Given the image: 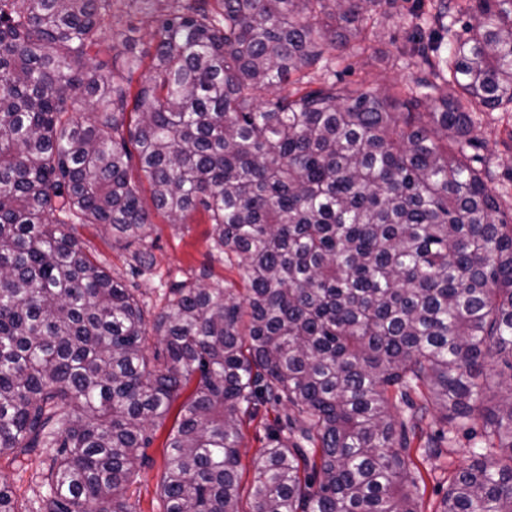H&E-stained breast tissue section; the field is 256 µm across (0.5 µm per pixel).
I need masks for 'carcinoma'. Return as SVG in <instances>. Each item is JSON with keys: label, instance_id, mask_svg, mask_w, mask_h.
Segmentation results:
<instances>
[{"label": "carcinoma", "instance_id": "carcinoma-1", "mask_svg": "<svg viewBox=\"0 0 512 512\" xmlns=\"http://www.w3.org/2000/svg\"><path fill=\"white\" fill-rule=\"evenodd\" d=\"M119 1L154 2L0 0V455H44L41 512H136L193 380L163 512H240L241 424L266 405L288 413L249 512H422L433 411L478 436L436 512H512V396H487L512 385V206L471 156L477 113L512 108V0H167L148 55L131 23L103 45ZM398 15L416 74L338 78ZM146 184L173 224L207 213L241 291L204 268L149 317L68 231L143 243ZM153 264L134 251L132 276ZM0 512L33 510L0 480ZM195 384L196 381L193 380L181 392L164 423L156 429L152 445L145 449L148 463L142 468L138 481L131 485L129 490L131 502L135 503L138 512H162L163 510L157 494V485L163 471L167 437L176 424L181 404L191 395Z\"/></svg>", "mask_w": 512, "mask_h": 512}]
</instances>
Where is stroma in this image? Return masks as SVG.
Listing matches in <instances>:
<instances>
[{
	"instance_id": "obj_1",
	"label": "stroma",
	"mask_w": 512,
	"mask_h": 512,
	"mask_svg": "<svg viewBox=\"0 0 512 512\" xmlns=\"http://www.w3.org/2000/svg\"><path fill=\"white\" fill-rule=\"evenodd\" d=\"M411 34L407 19H395L387 36L380 45L384 62L364 64L360 57L345 53L336 65L337 74L347 82L370 79L373 84L389 87L404 83L413 70L402 64H394L393 58L399 48L406 44ZM475 134L480 141L474 152L475 167L491 175V185L503 197L512 196V112L498 110L478 114ZM211 226L203 211H193L185 223L172 224L161 214H153L151 234L147 246L155 259L152 274L138 278L137 283L150 311H159L166 303V293L176 282L196 277L202 268H209L213 279L235 282L239 279L237 269L224 265L223 261L209 255V233ZM75 235L84 250L103 261L113 275L129 277L128 250L118 243L111 230L99 224L77 226ZM276 411L260 407L257 415L245 421L242 428L240 448L241 486L249 488L255 475L256 464L267 444V428L273 425ZM176 424L175 415H168L157 428L154 441L147 448V464L140 477L131 485L129 495L137 512H162V503L157 494L165 455L166 441ZM445 466L432 472L426 479L423 495V512H434L451 475L467 464L471 441L465 432H456L453 439L442 445ZM41 469V458L32 454L22 460L8 455L0 456V479L7 480L19 502L29 505L35 500L39 488L36 476Z\"/></svg>"
}]
</instances>
